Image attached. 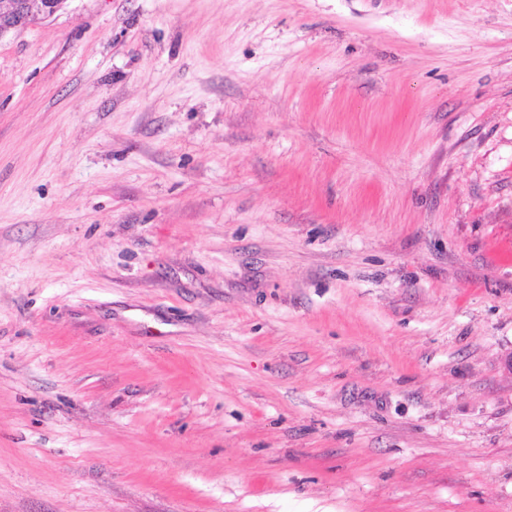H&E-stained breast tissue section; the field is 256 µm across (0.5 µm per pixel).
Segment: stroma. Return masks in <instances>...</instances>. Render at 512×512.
Here are the masks:
<instances>
[{"label": "stroma", "mask_w": 512, "mask_h": 512, "mask_svg": "<svg viewBox=\"0 0 512 512\" xmlns=\"http://www.w3.org/2000/svg\"><path fill=\"white\" fill-rule=\"evenodd\" d=\"M512 0H69L0 41V512H512Z\"/></svg>", "instance_id": "35a3bbf8"}]
</instances>
